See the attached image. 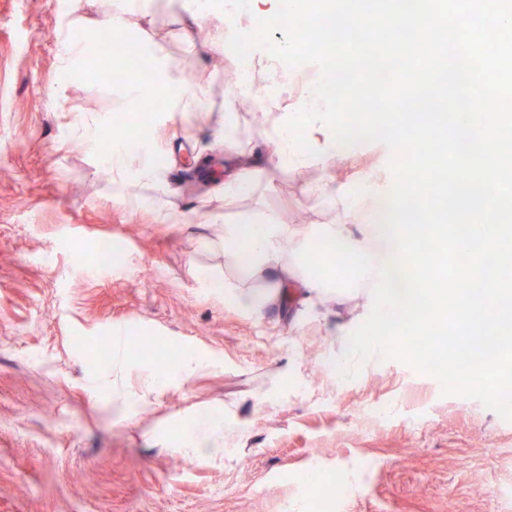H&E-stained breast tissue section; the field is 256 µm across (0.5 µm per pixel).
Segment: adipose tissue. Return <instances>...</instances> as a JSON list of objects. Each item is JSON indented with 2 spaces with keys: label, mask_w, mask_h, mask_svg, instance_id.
Masks as SVG:
<instances>
[{
  "label": "adipose tissue",
  "mask_w": 512,
  "mask_h": 512,
  "mask_svg": "<svg viewBox=\"0 0 512 512\" xmlns=\"http://www.w3.org/2000/svg\"><path fill=\"white\" fill-rule=\"evenodd\" d=\"M244 14L265 26L282 27L288 22L287 0H231L224 11L223 31L210 38L218 47L235 48L247 59L251 72L261 74L269 87H280L281 59L271 52L254 51L250 29L239 24ZM272 139L277 167L296 168L316 162L325 168L316 192L325 200L333 219L305 233L266 213L225 225L224 245L241 251L239 263L243 274L256 277L271 272L275 278L264 287L245 290L233 281L206 272L202 279L207 287L241 307L257 310L269 304H286L293 288L319 297L327 295L333 284L314 266L313 257L339 256L357 272L373 263L378 268L373 318L362 325L358 334L349 337L352 351L373 344L376 327L408 331L409 325L401 314L422 295L421 289L408 285L416 268L407 235L411 221L407 205L416 191L415 185L398 183L388 188L372 172L350 186L334 178L330 168L351 154L354 138L336 110L335 98L322 86L300 97L295 111L277 117L272 125ZM363 223L368 224L369 233L367 239L361 240L354 236L351 227ZM223 428V409L199 411L181 426L182 450L196 452L207 448L222 453L224 442L219 433Z\"/></svg>",
  "instance_id": "obj_1"
}]
</instances>
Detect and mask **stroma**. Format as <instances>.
Instances as JSON below:
<instances>
[{"label":"stroma","mask_w":512,"mask_h":512,"mask_svg":"<svg viewBox=\"0 0 512 512\" xmlns=\"http://www.w3.org/2000/svg\"><path fill=\"white\" fill-rule=\"evenodd\" d=\"M112 8L0 0V512H313L312 476L340 490L329 512H512V421L395 360L358 362L352 379L335 370L371 286L246 311L203 284L209 271L263 285L240 279L225 225L294 210L310 228L330 220L313 191L321 165L273 167L268 116L234 97L238 58L207 43L222 10L198 18L192 0H143L130 34L172 70L190 61L200 97L150 129L165 192L132 205L102 178L72 129L85 114L122 115L124 96L63 82L59 36L106 29ZM257 154L255 190L225 204V175ZM390 159L363 143L334 171L388 180ZM105 240L122 263L78 262ZM118 325L204 365L130 410L97 400L85 354ZM204 405L224 409L223 455L184 452L169 434Z\"/></svg>","instance_id":"stroma-1"}]
</instances>
